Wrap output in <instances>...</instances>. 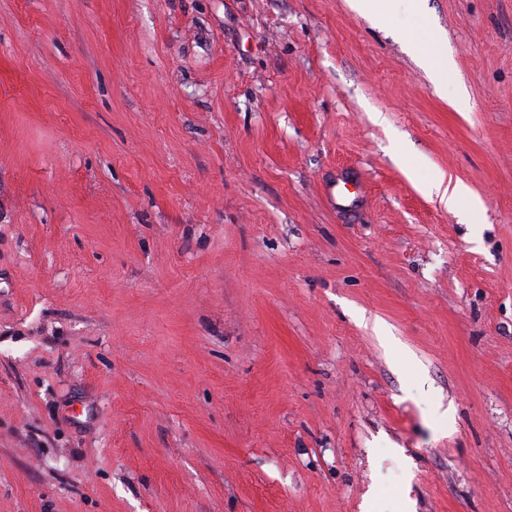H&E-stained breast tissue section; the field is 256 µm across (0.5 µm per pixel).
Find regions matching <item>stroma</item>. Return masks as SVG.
Instances as JSON below:
<instances>
[{"label": "stroma", "instance_id": "obj_1", "mask_svg": "<svg viewBox=\"0 0 512 512\" xmlns=\"http://www.w3.org/2000/svg\"><path fill=\"white\" fill-rule=\"evenodd\" d=\"M410 501L512 512V0H0V512ZM407 1L413 9L421 10L424 0H379L375 7L370 5L369 0H352V6L361 13L368 14L376 23L382 24L386 19L404 2ZM444 53V48L440 42L430 39L429 42H423L419 47V54L422 62L433 71L435 81L441 83L448 75V63L446 60L439 62L440 56Z\"/></svg>", "mask_w": 512, "mask_h": 512}]
</instances>
